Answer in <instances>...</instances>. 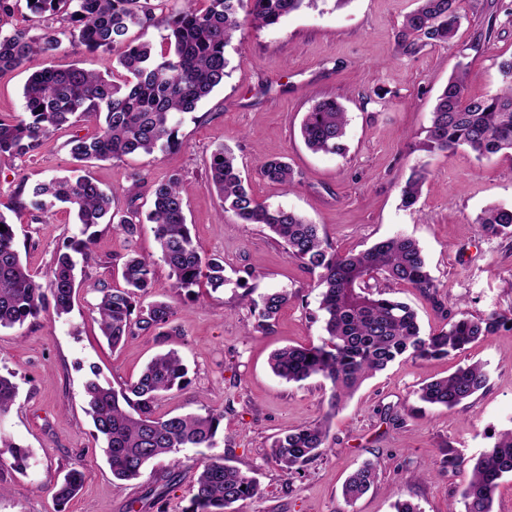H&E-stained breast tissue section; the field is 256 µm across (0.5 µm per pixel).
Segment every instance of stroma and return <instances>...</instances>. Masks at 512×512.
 Here are the masks:
<instances>
[{"instance_id": "1", "label": "stroma", "mask_w": 512, "mask_h": 512, "mask_svg": "<svg viewBox=\"0 0 512 512\" xmlns=\"http://www.w3.org/2000/svg\"><path fill=\"white\" fill-rule=\"evenodd\" d=\"M414 6L415 0H349L339 8L334 0H318L278 27L245 26L226 49L223 84L183 115L175 145L86 164L85 174L111 190L119 206L134 202L143 215L152 208L154 184L178 174L193 240L202 257L223 258L230 283L172 297L173 335L140 330L111 347L94 310L100 291L122 287L127 254L153 255L157 246L149 222L132 236L98 225L95 260L77 268L71 312L50 310L0 329V373H13L18 386L0 432L30 454L26 470L0 472V512H56L53 487L74 465L83 467L86 481L65 512H182L202 462L215 454L258 485L257 495L233 512H396L401 499L420 512H465L462 491L474 463L512 428V330L445 359L399 358L330 410V381L289 383L269 366L275 350L316 345L325 335L314 275L265 227L222 212L206 186L210 158L223 147L258 201L318 224L339 252H360L396 235L417 240L437 294L400 285L391 291L416 310L424 333L441 331L460 313H512V239L481 233L475 222L489 206H512V157L480 161L462 150L430 155L416 148L457 63L467 65L469 94L501 87L499 63L512 57V0H459L461 25L451 44L406 54L397 34ZM330 97L347 112L345 149L314 153L301 139L300 123L314 101ZM75 133L59 130L33 156L0 161V213L41 281L57 249L77 231L75 215L61 206L53 222H43L18 208L14 191L24 180L71 175L76 163L67 142ZM271 158L291 164L292 188L258 173L259 161ZM423 162L429 175L422 195L414 208H404L401 187L411 167ZM132 185L133 197L127 194ZM246 269L253 276L237 287ZM281 289L288 304L269 327L258 328L242 293L257 300ZM169 349L183 358L189 383L166 393L157 411L222 414L217 447L182 449L156 460L141 482L117 481L85 412L89 368L97 366L101 382L118 390ZM476 361L488 383L466 403L449 410L419 400L425 381ZM322 420L326 451L301 473L287 472L271 457L277 436ZM451 451L464 458L463 467L443 466ZM368 460L377 466V486L347 501L345 480Z\"/></svg>"}]
</instances>
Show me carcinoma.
I'll list each match as a JSON object with an SVG mask.
<instances>
[{
	"instance_id": "1",
	"label": "carcinoma",
	"mask_w": 512,
	"mask_h": 512,
	"mask_svg": "<svg viewBox=\"0 0 512 512\" xmlns=\"http://www.w3.org/2000/svg\"><path fill=\"white\" fill-rule=\"evenodd\" d=\"M17 0H0V74L29 70L23 87L22 111L0 117V160L22 159L38 151L60 127L80 122L95 127L94 133L74 135L70 153L81 163L120 160L152 153L175 143L178 116L192 112L215 87L224 82L225 49L249 23L270 28L317 0H34L29 10L40 18L65 24L58 30L45 26L39 35L10 24ZM167 10L166 34L155 51L147 39L158 27L156 11ZM461 22L457 0H418L399 32L400 46L412 54L425 41H452ZM137 30L133 38L131 30ZM90 53L109 52L116 67L102 75L72 67L58 69L52 58L62 50L63 39ZM36 70H31L34 62ZM463 63L448 79L438 96L431 124L419 150L428 154H454L465 150L475 158L512 154V58L500 63L502 86L481 96L467 94ZM347 112L334 98H323L307 112L300 134L311 151L338 154L345 149ZM260 175L285 187L293 184L287 162H260ZM429 171L427 165L411 168L401 189L402 203L413 207L419 200ZM207 187L215 191L222 209L244 224H261L281 242L289 255L316 276L320 310L326 337L319 345L286 347L270 358L272 372L280 379L302 382L320 376L331 382V407L337 408L369 377L406 356L429 361L446 358L480 339L512 326V317L493 311L483 317L461 315L445 331L425 336L416 312L391 293L373 288L384 280L434 295L438 285L427 269L419 243L406 236L381 240L370 248L340 254L321 237L317 225L292 210L271 207L255 199L244 184L232 153L216 150L208 167ZM17 204L48 215L59 205L76 214L81 236L63 242L46 283L36 280L15 245L13 225L0 213V329L21 327L48 308L56 314L70 312L75 290L76 261L93 260L94 233L100 224L132 236L141 223L139 212L122 210L114 195L87 175L51 178L32 184L22 182L15 191ZM159 245L161 260L169 268L173 293L191 295L207 283L224 287V262L204 259L194 246L184 214L180 178L170 175L154 185L153 209L147 215ZM479 230L512 238V206H493L477 217ZM156 261L151 255L126 256L123 289L103 288L96 304L97 322L112 347L125 344L133 327L155 328L158 335L173 322L170 302L156 298L142 305L140 298L157 288ZM286 290L267 293L254 303L259 326L269 325L288 304ZM86 381V413L118 480L144 477L148 465L183 448H212L223 416L185 413L158 416L157 401L174 388L187 385V367L177 352L156 354L140 376L115 390L99 381L95 367ZM487 385L478 362L457 367L448 376L432 380L420 389L426 403L454 409ZM18 387L0 374V419L10 411ZM328 430L323 423L303 425L276 438L271 456L288 472H299L325 451ZM11 449L12 461L0 459V468L21 470L28 453L0 438ZM512 476V429L497 438L493 448L474 464L462 492L465 512H493L495 492L501 480ZM376 468L366 463L345 482L348 499L374 487ZM85 474L73 467L54 487V499L63 506L82 488ZM258 493L256 481L224 464V457L209 458L193 486L189 506L183 512H228L239 501Z\"/></svg>"
}]
</instances>
